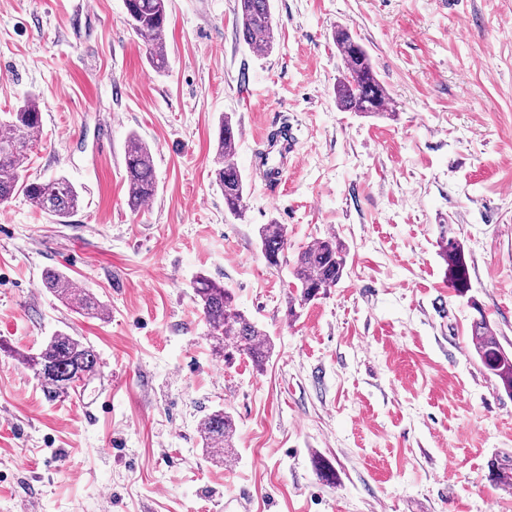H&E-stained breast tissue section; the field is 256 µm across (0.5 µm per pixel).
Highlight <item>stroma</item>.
I'll return each instance as SVG.
<instances>
[{
	"mask_svg": "<svg viewBox=\"0 0 512 512\" xmlns=\"http://www.w3.org/2000/svg\"><path fill=\"white\" fill-rule=\"evenodd\" d=\"M236 0H168L169 68L154 72L124 0H0V115L36 96L28 168L63 176L65 219L24 196L0 204V340L25 351L62 331L97 351L83 390L48 399L0 351V512H512L488 463L512 455V396L474 353L484 314L512 350V0H272L271 52L236 34ZM347 27L367 49L392 118L336 105ZM237 123L242 216L224 208L213 157ZM284 118L296 162L279 198L257 142ZM154 154L156 196L126 204L130 135ZM286 225L280 267L257 229ZM463 244L471 296L438 254ZM336 235L341 281L287 316L300 247ZM67 273L102 304L91 318L44 288ZM205 275L269 334L264 370L216 357L193 300ZM223 409L230 456L198 423ZM336 479L322 481L317 461Z\"/></svg>",
	"mask_w": 512,
	"mask_h": 512,
	"instance_id": "35a3bbf8",
	"label": "stroma"
}]
</instances>
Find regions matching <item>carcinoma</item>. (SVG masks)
Here are the masks:
<instances>
[{
  "instance_id": "carcinoma-1",
  "label": "carcinoma",
  "mask_w": 512,
  "mask_h": 512,
  "mask_svg": "<svg viewBox=\"0 0 512 512\" xmlns=\"http://www.w3.org/2000/svg\"><path fill=\"white\" fill-rule=\"evenodd\" d=\"M128 24L141 41L150 67L156 72L168 68V54L163 41L167 25V0H126ZM236 33L248 47L268 52L275 41L271 0H237ZM345 68L336 84V103L345 112H358L367 117L380 115L386 109L389 94L380 83L372 61L361 44L345 28L334 34ZM42 132V112L36 98L23 100L14 111L0 120V204L18 193L23 194L39 211L62 218L76 210L80 195L66 178L41 179L28 174L27 157ZM237 133L232 117L219 120L214 169L215 183L224 194V206L233 216L244 209L246 177L235 160L233 144ZM127 171V205L137 212L158 190L154 158L150 147L138 136L128 139L125 154ZM261 254L270 267L281 266L288 251V231L283 224H264L259 229ZM439 256L445 264L446 277L454 291L465 296L471 290L469 268L463 247L453 229L441 225ZM347 247L334 235L317 240L301 249L293 267L294 281L288 285V317L298 316L297 307L320 298L336 287L347 263ZM43 285L58 300L84 315L102 314L100 302L64 272L48 269ZM195 303L207 328L215 350L224 362L238 357L251 361L261 371L273 351L270 336L240 310L235 294L224 285L205 276L192 284ZM473 308L479 318L471 323V342L483 367L496 376L505 392L512 396V353L498 340L490 322L478 304ZM12 354L40 382L49 399L67 394L95 376L99 371V355L94 347L77 336L58 332L39 348L15 351L0 342V350ZM202 447L206 450L232 447L235 425L232 416L218 409L208 414L198 427ZM490 480L496 486H512V460L494 458L488 464Z\"/></svg>"
}]
</instances>
